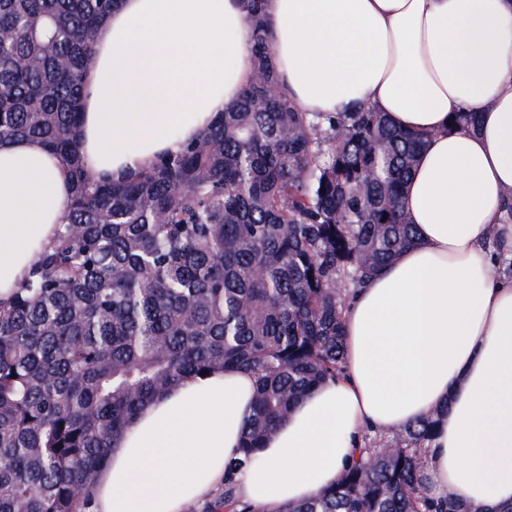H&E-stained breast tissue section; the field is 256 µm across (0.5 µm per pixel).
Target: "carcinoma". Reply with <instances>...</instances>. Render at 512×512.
<instances>
[{"mask_svg":"<svg viewBox=\"0 0 512 512\" xmlns=\"http://www.w3.org/2000/svg\"><path fill=\"white\" fill-rule=\"evenodd\" d=\"M116 0H0V141L40 140L75 192L56 241L0 308V512H87L110 442L145 402L217 368L255 379L224 489L188 512H260L233 478L344 371L353 289L415 242L403 207L428 135L372 108L301 112L278 87L263 0L253 78L196 142L121 181L85 178L83 63ZM436 420L277 512H464L425 495Z\"/></svg>","mask_w":512,"mask_h":512,"instance_id":"cac0c4a2","label":"carcinoma"}]
</instances>
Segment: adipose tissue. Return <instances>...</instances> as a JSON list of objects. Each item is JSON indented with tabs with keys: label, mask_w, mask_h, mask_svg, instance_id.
<instances>
[{
	"label": "adipose tissue",
	"mask_w": 512,
	"mask_h": 512,
	"mask_svg": "<svg viewBox=\"0 0 512 512\" xmlns=\"http://www.w3.org/2000/svg\"><path fill=\"white\" fill-rule=\"evenodd\" d=\"M279 86L303 112L370 107L428 133L404 209L415 245L344 310L345 376L305 396L237 475L278 512L333 486L366 437L441 411L425 491L512 507V0H265ZM243 0H117L84 63L79 152L120 180L197 141L251 82ZM476 130L450 128L455 113ZM73 180L34 139L0 143V306L56 239ZM255 390L181 380L111 443L93 512H186L224 486Z\"/></svg>",
	"instance_id": "obj_1"
}]
</instances>
